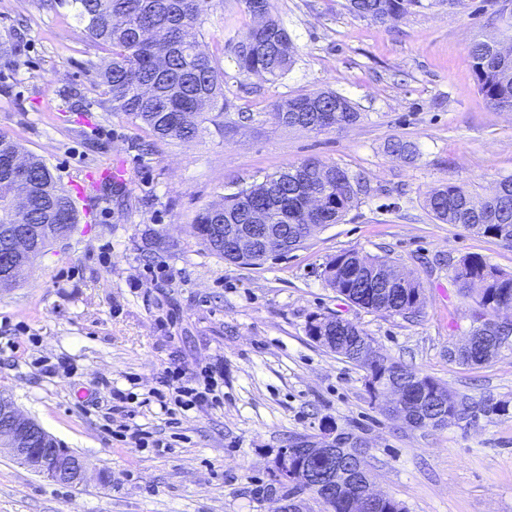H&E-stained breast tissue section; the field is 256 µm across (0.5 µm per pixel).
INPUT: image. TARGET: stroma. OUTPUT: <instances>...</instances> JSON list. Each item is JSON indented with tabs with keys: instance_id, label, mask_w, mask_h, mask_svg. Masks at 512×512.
Listing matches in <instances>:
<instances>
[{
	"instance_id": "1",
	"label": "stroma",
	"mask_w": 512,
	"mask_h": 512,
	"mask_svg": "<svg viewBox=\"0 0 512 512\" xmlns=\"http://www.w3.org/2000/svg\"><path fill=\"white\" fill-rule=\"evenodd\" d=\"M294 45L278 78L239 72L234 48L254 26L242 0H205L202 46L230 106L194 141H161L105 103L93 64L105 57L61 0H0V133L42 157L62 184L105 164L125 181L81 216L72 236L0 287V393L92 476L61 485L0 454V512H277L280 449L324 426L370 448L376 490L405 512H512V347L480 365L448 357L476 324V294L453 278L480 255L512 274V243L435 220L424 205L446 182L487 194L512 177V112L479 93L468 53L512 43L502 0H435L385 24L347 0H272ZM332 90L361 112L311 132L267 113ZM413 142L415 159L390 155ZM317 158L365 178L367 197L288 255L229 263L193 233L199 213L263 175ZM355 250L385 256L419 282L422 310L361 308L320 272ZM334 315L380 351L480 405L470 423L431 430L391 420L365 371L311 341L309 318ZM216 370L219 399L169 418L165 377ZM165 447L120 436L116 393ZM507 404L508 414L484 413Z\"/></svg>"
}]
</instances>
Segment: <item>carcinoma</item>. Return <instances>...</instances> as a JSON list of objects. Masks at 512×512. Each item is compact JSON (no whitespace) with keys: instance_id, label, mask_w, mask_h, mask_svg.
I'll return each instance as SVG.
<instances>
[{"instance_id":"obj_1","label":"carcinoma","mask_w":512,"mask_h":512,"mask_svg":"<svg viewBox=\"0 0 512 512\" xmlns=\"http://www.w3.org/2000/svg\"><path fill=\"white\" fill-rule=\"evenodd\" d=\"M350 10L360 17L385 23L422 8V0H349ZM81 33L109 51L96 64L101 83L106 87L112 111L122 112L146 128L159 140L190 142L199 136L201 117L206 110L224 114L221 72L210 56L200 50L203 37L201 0H69ZM245 47L236 54L235 63L242 73H260L273 78L284 75L292 64L294 47L288 32L266 11L264 23L252 27L242 39ZM494 41L476 40L469 47L479 92L495 108L512 107V57L494 65L485 63L492 55ZM297 109L304 119L301 128L311 126L319 112L334 114L339 127L360 118L353 103L333 91L301 94L276 103L269 118L279 126L293 127L283 114ZM390 153L412 159L415 144L401 139L388 143ZM11 155L27 158V214L12 213L17 187L0 179V224H54L56 216H68L70 234L78 223L72 196L40 157L24 153L22 146L0 133V159ZM314 186L327 206L319 218L306 206L305 187ZM369 194L367 182L352 177L335 164L310 158L297 165L263 176L224 197L222 203L204 209L193 225L202 243L219 256L240 265H255L249 256H232L216 247L210 237L213 224H249L250 209L264 208L268 223L281 225L280 238L293 241L294 247L315 231V224H336L352 210L361 197ZM425 207L444 224H462L479 234L495 236L499 224L512 227V192L480 196L455 182L433 190L425 197ZM288 211V221L280 218ZM386 263L381 257L360 256L357 251L336 255L322 269L328 286L346 300L368 310L405 316L410 295L419 291L416 281L398 275L393 288L374 284L377 267ZM453 278L464 286L478 284V302L483 308V326L492 324V302L506 296L512 299V275L499 272L480 256L462 259ZM364 332L347 321L336 326L331 344L336 348L352 346Z\"/></svg>"}]
</instances>
